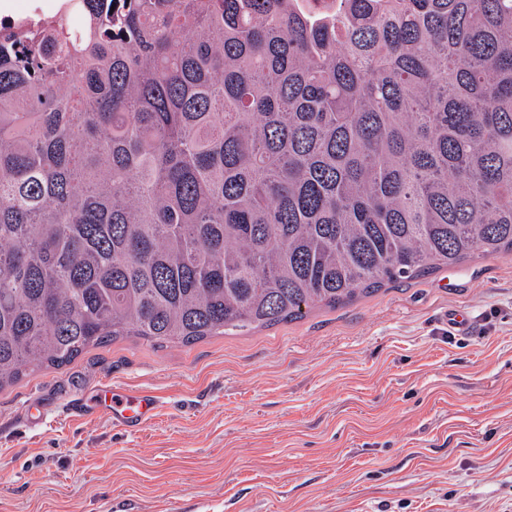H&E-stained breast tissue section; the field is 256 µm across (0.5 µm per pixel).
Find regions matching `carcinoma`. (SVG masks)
Listing matches in <instances>:
<instances>
[{"label": "carcinoma", "instance_id": "1", "mask_svg": "<svg viewBox=\"0 0 512 512\" xmlns=\"http://www.w3.org/2000/svg\"><path fill=\"white\" fill-rule=\"evenodd\" d=\"M309 2L0 23V389L512 253V0Z\"/></svg>", "mask_w": 512, "mask_h": 512}]
</instances>
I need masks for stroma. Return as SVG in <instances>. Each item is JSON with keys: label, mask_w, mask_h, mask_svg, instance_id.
Masks as SVG:
<instances>
[{"label": "stroma", "mask_w": 512, "mask_h": 512, "mask_svg": "<svg viewBox=\"0 0 512 512\" xmlns=\"http://www.w3.org/2000/svg\"><path fill=\"white\" fill-rule=\"evenodd\" d=\"M103 382L151 392L155 416H72ZM0 512H512V254L26 372L0 390Z\"/></svg>", "instance_id": "35a3bbf8"}]
</instances>
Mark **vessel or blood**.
I'll return each instance as SVG.
<instances>
[{"label":"vessel or blood","mask_w":512,"mask_h":512,"mask_svg":"<svg viewBox=\"0 0 512 512\" xmlns=\"http://www.w3.org/2000/svg\"><path fill=\"white\" fill-rule=\"evenodd\" d=\"M71 410L77 415L103 413L120 426L135 428L154 416L156 402L147 393L133 392L104 383L95 392L93 406H86L76 400L72 402Z\"/></svg>","instance_id":"b4317fda"}]
</instances>
